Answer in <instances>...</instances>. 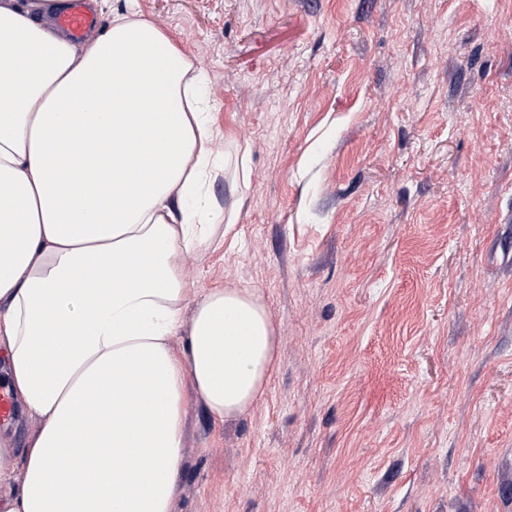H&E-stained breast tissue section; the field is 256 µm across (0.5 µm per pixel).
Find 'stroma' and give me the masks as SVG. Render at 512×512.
<instances>
[{
	"label": "stroma",
	"mask_w": 512,
	"mask_h": 512,
	"mask_svg": "<svg viewBox=\"0 0 512 512\" xmlns=\"http://www.w3.org/2000/svg\"><path fill=\"white\" fill-rule=\"evenodd\" d=\"M206 80L222 243L189 297L247 288L264 395L187 392L171 512H512V0H105Z\"/></svg>",
	"instance_id": "35a3bbf8"
}]
</instances>
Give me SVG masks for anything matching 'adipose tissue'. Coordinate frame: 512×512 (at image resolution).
Here are the masks:
<instances>
[{
	"label": "adipose tissue",
	"instance_id": "ef3b65f1",
	"mask_svg": "<svg viewBox=\"0 0 512 512\" xmlns=\"http://www.w3.org/2000/svg\"><path fill=\"white\" fill-rule=\"evenodd\" d=\"M63 4L0 0V355L39 419L0 433V512H171L186 385L245 412L276 329L248 289L187 298L181 255L235 224L190 60L132 12L72 40Z\"/></svg>",
	"mask_w": 512,
	"mask_h": 512
}]
</instances>
